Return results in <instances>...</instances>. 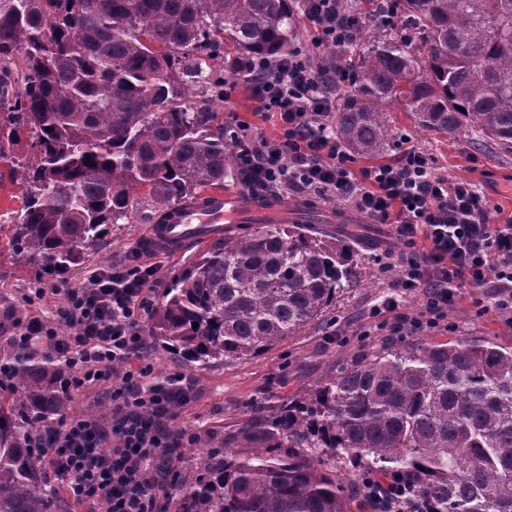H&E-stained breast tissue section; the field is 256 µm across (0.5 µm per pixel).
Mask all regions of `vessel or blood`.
Instances as JSON below:
<instances>
[{
    "label": "vessel or blood",
    "instance_id": "b4317fda",
    "mask_svg": "<svg viewBox=\"0 0 512 512\" xmlns=\"http://www.w3.org/2000/svg\"><path fill=\"white\" fill-rule=\"evenodd\" d=\"M295 218L275 196L254 200L216 188L172 208L167 223L148 226L144 241L152 253L177 255L188 245L222 239L225 229L236 224H285Z\"/></svg>",
    "mask_w": 512,
    "mask_h": 512
}]
</instances>
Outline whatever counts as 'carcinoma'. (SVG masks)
<instances>
[{
  "instance_id": "carcinoma-1",
  "label": "carcinoma",
  "mask_w": 512,
  "mask_h": 512,
  "mask_svg": "<svg viewBox=\"0 0 512 512\" xmlns=\"http://www.w3.org/2000/svg\"><path fill=\"white\" fill-rule=\"evenodd\" d=\"M393 2L401 35L354 64L339 140L379 155L390 104L424 131L470 125L511 148L512 0ZM293 36L290 0H0V161L23 185L15 254L62 275L143 203L163 218L224 185L234 154L208 111L224 101V58L276 60ZM362 270L340 233L264 224L173 273L148 335L193 370L256 358L321 319ZM0 352V512H63L29 442L76 413L71 370L37 336H0ZM338 457L410 475L431 512H512V347L372 351L187 462L171 512H351Z\"/></svg>"
}]
</instances>
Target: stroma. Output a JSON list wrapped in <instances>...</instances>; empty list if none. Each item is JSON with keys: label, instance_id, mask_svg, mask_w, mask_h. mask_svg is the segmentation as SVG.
Here are the masks:
<instances>
[{"label": "stroma", "instance_id": "35a3bbf8", "mask_svg": "<svg viewBox=\"0 0 512 512\" xmlns=\"http://www.w3.org/2000/svg\"><path fill=\"white\" fill-rule=\"evenodd\" d=\"M212 109L223 117L225 131L247 124L269 138L281 133L277 118L266 119L257 113L245 79H238L229 102L214 103ZM387 112L390 135L382 161L396 159L399 139L407 138L435 157L441 174L474 183L488 202L492 223L512 221V184L506 181L512 174L511 151L488 140L479 141L468 127L454 133L425 131L415 126L409 113L393 106ZM277 196L287 205L308 203L322 217L331 210L352 216V223L343 225L342 230L362 253L368 276L345 290L322 320L258 359L219 362L196 371L186 368L162 342L150 340L147 353L133 359V366H150L155 376L182 377L188 396L174 408L167 427L172 433L191 435L193 441L169 455L170 469H179L183 461L198 457L202 449L223 447L226 438L236 435L256 415L258 404L279 405L309 398L321 381L364 353L458 339L512 346V314L494 310L495 291L486 286L458 288L438 327L393 335L392 316L382 312L383 303L393 302L401 312H416L423 295L391 285L403 247L389 226L372 222L346 203L311 200L296 190H281ZM21 206L17 180L0 178V336L16 335L17 320L31 316L56 326V310L64 302L65 289L85 285L95 269L133 257L155 215L151 206H142L132 223L111 227L82 264L52 279L43 274L39 264L18 259L7 247L9 217ZM35 288L45 289V297H33Z\"/></svg>", "mask_w": 512, "mask_h": 512}]
</instances>
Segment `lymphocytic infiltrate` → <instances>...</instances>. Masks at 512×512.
I'll return each instance as SVG.
<instances>
[{"label":"lymphocytic infiltrate","mask_w":512,"mask_h":512,"mask_svg":"<svg viewBox=\"0 0 512 512\" xmlns=\"http://www.w3.org/2000/svg\"><path fill=\"white\" fill-rule=\"evenodd\" d=\"M303 16L319 47H349L362 24L342 0H303ZM248 67L257 111L276 113L283 133L275 140L234 138L235 159L256 183L346 202L390 225L408 250L394 285L425 297L423 314L394 316V335L436 326L455 289L466 285L498 283L506 290L498 308H512V224L490 221L475 184L448 180L430 154L406 142L395 161L355 170L332 123L336 90L351 78L342 66L321 72L297 48L274 62L251 59ZM157 268L137 259L115 263L93 271L87 287L67 289L58 320L69 335L35 317L23 326L24 335H42L69 361L75 387L111 389V421L65 420L32 442L43 451L48 480L88 512H163L159 492L172 477L163 459L184 441L165 422L185 391L173 383L143 386L147 368H127L146 348L138 312ZM364 485L374 512H429V502L401 476H369Z\"/></svg>","instance_id":"obj_1"}]
</instances>
